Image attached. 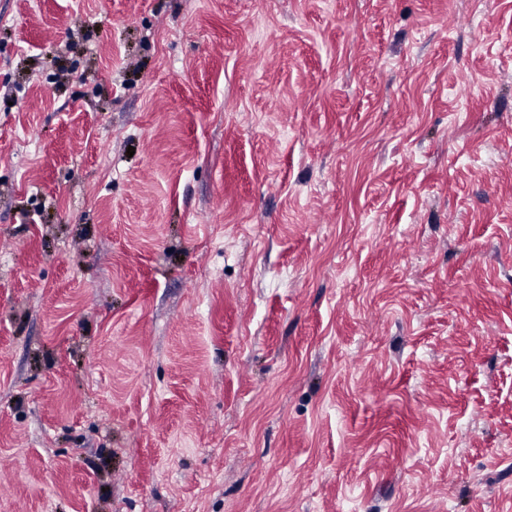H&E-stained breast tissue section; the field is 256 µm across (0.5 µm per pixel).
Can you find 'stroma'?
I'll return each mask as SVG.
<instances>
[{
  "instance_id": "35a3bbf8",
  "label": "stroma",
  "mask_w": 512,
  "mask_h": 512,
  "mask_svg": "<svg viewBox=\"0 0 512 512\" xmlns=\"http://www.w3.org/2000/svg\"><path fill=\"white\" fill-rule=\"evenodd\" d=\"M0 512H512V0H0Z\"/></svg>"
}]
</instances>
